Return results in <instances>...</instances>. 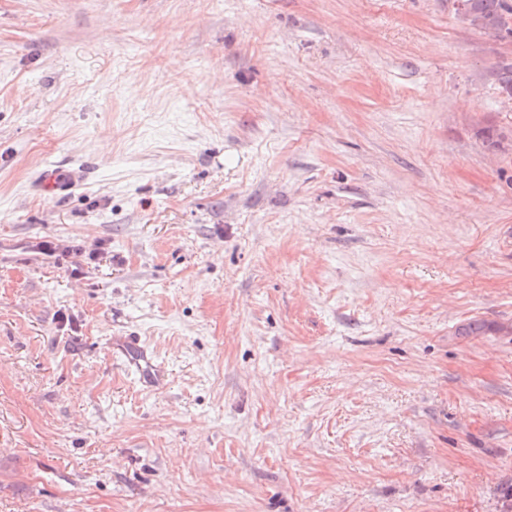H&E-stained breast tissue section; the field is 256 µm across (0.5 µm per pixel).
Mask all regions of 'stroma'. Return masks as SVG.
Wrapping results in <instances>:
<instances>
[{
  "label": "stroma",
  "mask_w": 512,
  "mask_h": 512,
  "mask_svg": "<svg viewBox=\"0 0 512 512\" xmlns=\"http://www.w3.org/2000/svg\"><path fill=\"white\" fill-rule=\"evenodd\" d=\"M505 59L454 0H0V512H503ZM139 336H119L112 342L115 354L150 386H158L163 377L160 366L140 345Z\"/></svg>",
  "instance_id": "stroma-1"
}]
</instances>
